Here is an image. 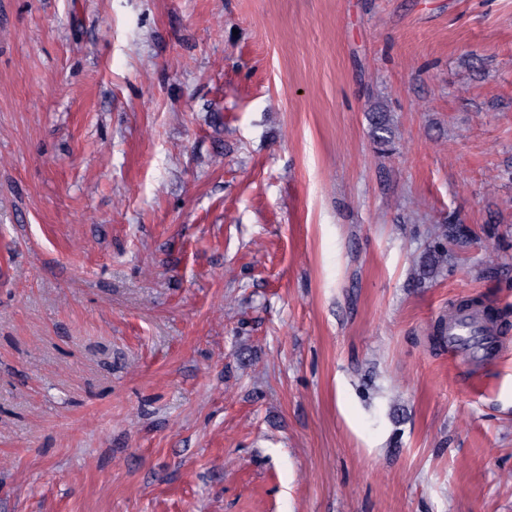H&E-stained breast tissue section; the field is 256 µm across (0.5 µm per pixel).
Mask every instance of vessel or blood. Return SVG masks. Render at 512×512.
Segmentation results:
<instances>
[{
  "label": "vessel or blood",
  "mask_w": 512,
  "mask_h": 512,
  "mask_svg": "<svg viewBox=\"0 0 512 512\" xmlns=\"http://www.w3.org/2000/svg\"><path fill=\"white\" fill-rule=\"evenodd\" d=\"M443 340L450 357L471 365L491 361L504 349L502 340L491 335L467 310L455 311L449 318Z\"/></svg>",
  "instance_id": "vessel-or-blood-1"
}]
</instances>
